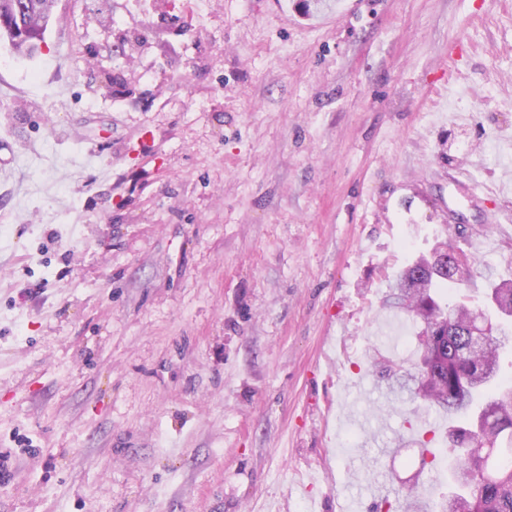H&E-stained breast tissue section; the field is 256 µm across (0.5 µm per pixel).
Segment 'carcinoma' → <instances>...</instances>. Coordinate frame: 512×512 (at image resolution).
<instances>
[{"label": "carcinoma", "mask_w": 512, "mask_h": 512, "mask_svg": "<svg viewBox=\"0 0 512 512\" xmlns=\"http://www.w3.org/2000/svg\"><path fill=\"white\" fill-rule=\"evenodd\" d=\"M53 0H10L14 24L44 35ZM475 262L446 242L411 258L390 281L382 308L416 326L418 362L413 370L381 371L389 391L417 402L414 416L448 419L454 455L447 470L448 495L430 512H512V385L502 386L500 354L512 344V279L484 275L487 306L448 303L450 287ZM491 334L486 348L470 351L474 321Z\"/></svg>", "instance_id": "1"}]
</instances>
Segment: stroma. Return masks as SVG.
Wrapping results in <instances>:
<instances>
[{
	"mask_svg": "<svg viewBox=\"0 0 512 512\" xmlns=\"http://www.w3.org/2000/svg\"><path fill=\"white\" fill-rule=\"evenodd\" d=\"M57 0L0 41V512L448 490L387 278H512V0Z\"/></svg>",
	"mask_w": 512,
	"mask_h": 512,
	"instance_id": "obj_1",
	"label": "stroma"
}]
</instances>
